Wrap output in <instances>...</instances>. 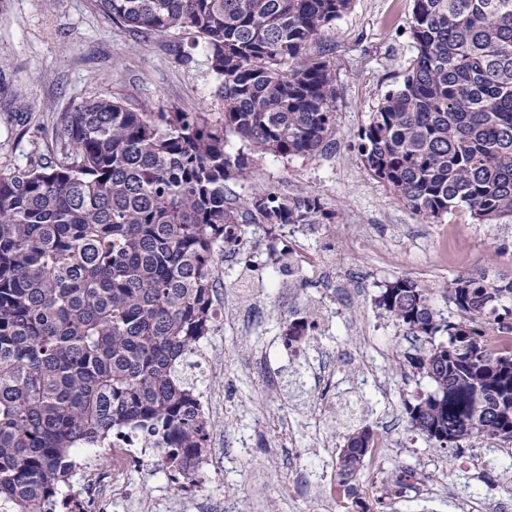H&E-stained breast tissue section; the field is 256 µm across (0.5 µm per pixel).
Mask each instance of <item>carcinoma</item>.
Masks as SVG:
<instances>
[{
  "instance_id": "obj_1",
  "label": "carcinoma",
  "mask_w": 512,
  "mask_h": 512,
  "mask_svg": "<svg viewBox=\"0 0 512 512\" xmlns=\"http://www.w3.org/2000/svg\"><path fill=\"white\" fill-rule=\"evenodd\" d=\"M145 38L191 35L221 81L224 120L90 98L63 113L62 158L0 171V505L57 512L77 448L141 429L166 468L194 480L208 421L182 377L185 352L218 317L214 254L241 250L244 225L328 224L316 197L226 182L255 154L303 156L335 127V73L308 53L352 0H97ZM415 55L358 134L363 167L414 212L455 208L491 224L512 216V0H414ZM454 320L438 323L430 289L398 279L378 307L428 344L413 365L430 390L405 404L434 447L512 440V280L460 275ZM288 323V346L313 328ZM447 339L435 342L439 332ZM355 425L336 458L347 496L374 448ZM415 478L395 471L389 501Z\"/></svg>"
}]
</instances>
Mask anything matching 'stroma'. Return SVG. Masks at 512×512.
I'll list each match as a JSON object with an SVG mask.
<instances>
[{"label":"stroma","mask_w":512,"mask_h":512,"mask_svg":"<svg viewBox=\"0 0 512 512\" xmlns=\"http://www.w3.org/2000/svg\"><path fill=\"white\" fill-rule=\"evenodd\" d=\"M412 8L413 0H353L311 46L336 74L329 146L308 156H254L249 174L229 181L242 199L270 189L317 197L333 221L273 232L250 224L246 259L216 251L224 315L202 344L214 358L203 388L217 407L207 457L218 465L184 490L153 458L150 468L131 471L128 501L113 512H324V488L347 438L340 407L349 399L360 402L358 421L388 444L359 487L379 494L396 469L416 473L390 512L512 506V441L439 449L410 427L405 404L429 388L408 362L422 342L376 304L389 282L409 277L432 289L441 319L450 317L446 291L460 270L437 269L438 233L450 224L457 233L449 253L475 256L490 277L512 279V217L484 224L457 208L423 220L357 158L360 129L415 54ZM187 44L175 31L141 37L95 0H0V170L59 159V119L87 97L219 121L220 82L201 50L180 61ZM294 241L319 261L291 278L275 257ZM312 305L329 314L302 345L309 361H329L319 383L284 343L289 319Z\"/></svg>","instance_id":"35a3bbf8"}]
</instances>
